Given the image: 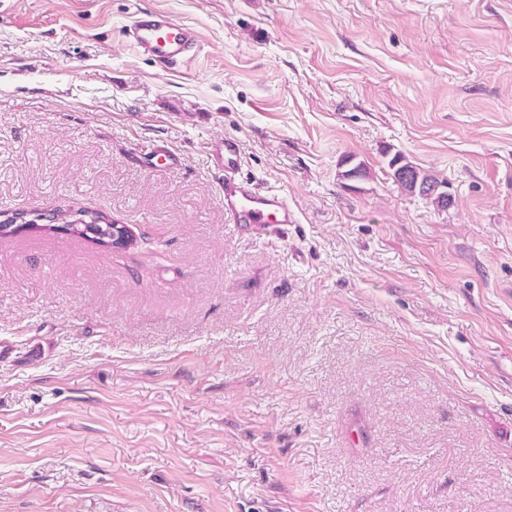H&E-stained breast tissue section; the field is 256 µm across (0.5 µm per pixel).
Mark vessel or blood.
Listing matches in <instances>:
<instances>
[{"mask_svg": "<svg viewBox=\"0 0 512 512\" xmlns=\"http://www.w3.org/2000/svg\"><path fill=\"white\" fill-rule=\"evenodd\" d=\"M126 35L139 52L166 69L192 59L200 45L194 27L174 21L162 10L140 14ZM209 150L222 175L227 223L262 234H275L282 226L297 223L296 211L281 194L257 190L241 177L240 150L234 137L214 140Z\"/></svg>", "mask_w": 512, "mask_h": 512, "instance_id": "b4317fda", "label": "vessel or blood"}]
</instances>
